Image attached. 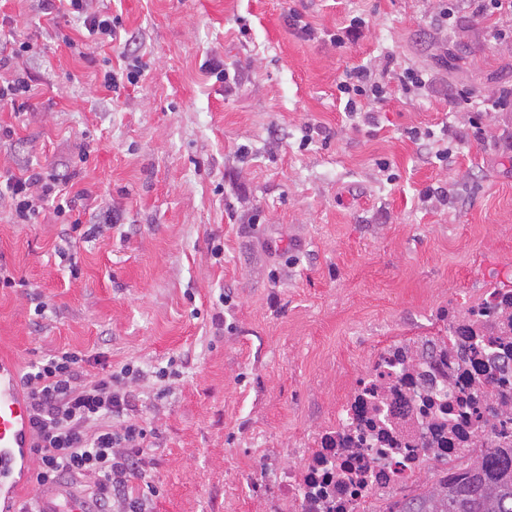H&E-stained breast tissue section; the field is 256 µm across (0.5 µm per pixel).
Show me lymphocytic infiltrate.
I'll return each instance as SVG.
<instances>
[{"instance_id": "1", "label": "lymphocytic infiltrate", "mask_w": 512, "mask_h": 512, "mask_svg": "<svg viewBox=\"0 0 512 512\" xmlns=\"http://www.w3.org/2000/svg\"><path fill=\"white\" fill-rule=\"evenodd\" d=\"M42 2L46 11L82 18L89 34L100 41L111 43L119 37L111 17L92 12L90 0ZM425 85L422 73L413 69L398 73L391 85L357 66L346 70L337 91L346 112L368 117L393 92L407 95ZM65 183L54 173L11 174L0 186V199L9 200L17 223L26 224L52 199L57 213H65ZM88 361L82 352L62 350L29 361L20 373L34 433V483L45 492L62 490L82 498L91 512H144L134 482L146 476L145 450L153 433L139 417L136 386L148 374L168 386L180 372L170 365L149 373L128 362L90 381L84 375Z\"/></svg>"}]
</instances>
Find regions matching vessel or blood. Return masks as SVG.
<instances>
[{
  "label": "vessel or blood",
  "mask_w": 512,
  "mask_h": 512,
  "mask_svg": "<svg viewBox=\"0 0 512 512\" xmlns=\"http://www.w3.org/2000/svg\"><path fill=\"white\" fill-rule=\"evenodd\" d=\"M30 408L13 359L0 358V512H8L34 473Z\"/></svg>",
  "instance_id": "vessel-or-blood-1"
}]
</instances>
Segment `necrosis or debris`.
<instances>
[{
    "instance_id": "necrosis-or-debris-1",
    "label": "necrosis or debris",
    "mask_w": 512,
    "mask_h": 512,
    "mask_svg": "<svg viewBox=\"0 0 512 512\" xmlns=\"http://www.w3.org/2000/svg\"><path fill=\"white\" fill-rule=\"evenodd\" d=\"M489 306L512 316V291L483 288L467 306L449 305L450 333L434 357H422L421 341L381 349L335 426L282 477L290 512H386L417 493L427 467L454 470L487 445L512 446L499 432L507 407L490 383L512 372V335L486 327Z\"/></svg>"
}]
</instances>
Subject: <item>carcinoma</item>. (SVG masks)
Listing matches in <instances>:
<instances>
[{"label":"carcinoma","instance_id":"carcinoma-1","mask_svg":"<svg viewBox=\"0 0 512 512\" xmlns=\"http://www.w3.org/2000/svg\"><path fill=\"white\" fill-rule=\"evenodd\" d=\"M393 512H512V447L487 449L481 461L398 502Z\"/></svg>","mask_w":512,"mask_h":512}]
</instances>
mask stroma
Here are the masks:
<instances>
[{
	"instance_id": "35a3bbf8",
	"label": "stroma",
	"mask_w": 512,
	"mask_h": 512,
	"mask_svg": "<svg viewBox=\"0 0 512 512\" xmlns=\"http://www.w3.org/2000/svg\"><path fill=\"white\" fill-rule=\"evenodd\" d=\"M443 5L92 0L121 26L110 48L41 0H0V48L28 43L18 66L34 88L26 112L0 109L13 130L0 171L70 175L82 222L113 218L86 241L52 207L20 224L0 205V264L16 280L0 287V354L80 350L89 380L178 361L169 391L138 388L156 434L147 512H288L279 475L377 351L445 335L449 300L512 290V106H493L512 87V16L458 0L440 28ZM354 16L370 21L363 36L332 45ZM494 28L509 37L491 41ZM136 57L137 84L102 86ZM358 65L427 84L358 125L336 89ZM431 186L447 202L424 199Z\"/></svg>"
}]
</instances>
